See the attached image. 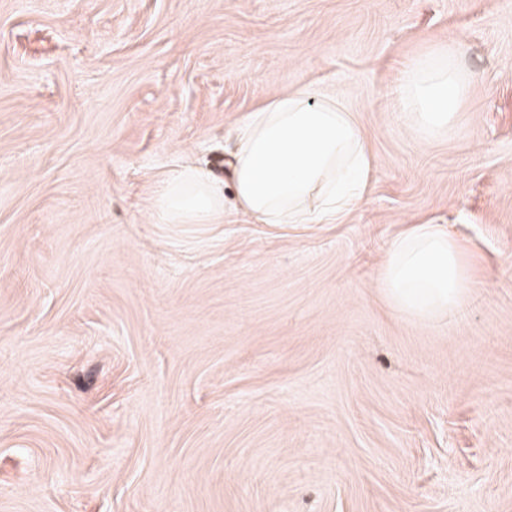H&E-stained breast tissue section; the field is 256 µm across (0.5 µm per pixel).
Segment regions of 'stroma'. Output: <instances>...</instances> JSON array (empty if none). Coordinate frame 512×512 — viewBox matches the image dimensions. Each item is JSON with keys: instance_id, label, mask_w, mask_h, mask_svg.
Instances as JSON below:
<instances>
[{"instance_id": "stroma-1", "label": "stroma", "mask_w": 512, "mask_h": 512, "mask_svg": "<svg viewBox=\"0 0 512 512\" xmlns=\"http://www.w3.org/2000/svg\"><path fill=\"white\" fill-rule=\"evenodd\" d=\"M474 75L448 135L411 60ZM299 88L360 118L333 224H165L162 176ZM441 224L477 286L378 282ZM0 512H512V0H0ZM455 58V50L439 48L418 56L406 72L401 113L425 139L452 127L460 100L474 80L461 77ZM379 283L395 311L419 320L459 306L475 285L459 243L438 224H414L396 237Z\"/></svg>"}]
</instances>
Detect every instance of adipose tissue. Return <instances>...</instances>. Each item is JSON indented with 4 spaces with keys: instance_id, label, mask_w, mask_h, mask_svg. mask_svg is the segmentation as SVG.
I'll return each mask as SVG.
<instances>
[{
    "instance_id": "adipose-tissue-1",
    "label": "adipose tissue",
    "mask_w": 512,
    "mask_h": 512,
    "mask_svg": "<svg viewBox=\"0 0 512 512\" xmlns=\"http://www.w3.org/2000/svg\"><path fill=\"white\" fill-rule=\"evenodd\" d=\"M455 58L439 48L406 72L400 108L423 138L451 128L469 87ZM373 165L357 115L302 88L246 115L224 179L184 168L162 180V220L220 224L230 206L258 224H333L363 201ZM379 283L395 311L420 320L459 306L474 286L459 243L436 224L393 240Z\"/></svg>"
}]
</instances>
